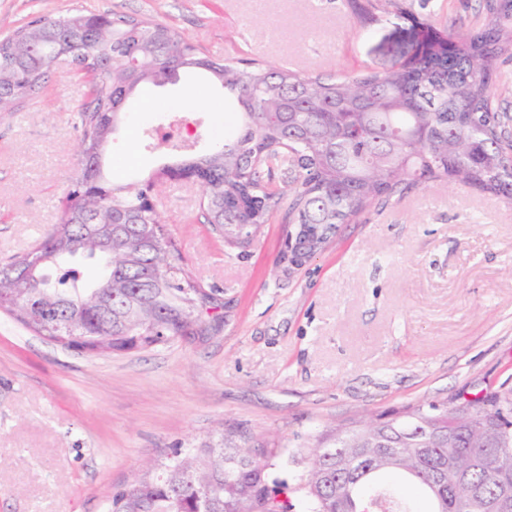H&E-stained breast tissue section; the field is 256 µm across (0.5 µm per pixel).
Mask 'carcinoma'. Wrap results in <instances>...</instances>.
<instances>
[{
  "label": "carcinoma",
  "mask_w": 512,
  "mask_h": 512,
  "mask_svg": "<svg viewBox=\"0 0 512 512\" xmlns=\"http://www.w3.org/2000/svg\"><path fill=\"white\" fill-rule=\"evenodd\" d=\"M365 17L407 13L405 0H367ZM75 70L93 74L78 113L80 153H103L127 100L173 64L208 76L234 102L236 132L204 154H181L144 182L115 185L81 168L70 212L33 248L0 266V310L63 347L94 355L177 341L185 322L218 309L164 228L152 193L167 170L201 187L202 214L227 245L245 250L287 206L295 259L311 256L340 224L427 178L512 202V135L496 101V65L512 58V0H485L482 23L435 34L427 48L382 73L326 79L265 63L203 55L148 18L38 17L0 39V112H16L72 44ZM75 258L95 261L89 282L53 280ZM512 397L486 395L453 409L418 403L329 428L309 448H255L227 428L217 439L157 460L113 493L108 512H484L469 498L512 497ZM301 458L290 484L274 460ZM473 467L458 482L448 458Z\"/></svg>",
  "instance_id": "cac0c4a2"
}]
</instances>
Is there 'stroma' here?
<instances>
[{"label":"stroma","instance_id":"35a3bbf8","mask_svg":"<svg viewBox=\"0 0 512 512\" xmlns=\"http://www.w3.org/2000/svg\"><path fill=\"white\" fill-rule=\"evenodd\" d=\"M407 4L364 29L347 0H0V38L40 16H150L217 60L336 77L399 65L419 39L412 16L441 32L483 16L482 0ZM86 93L63 63L19 111L0 112V264L60 223ZM176 116L179 137L158 135ZM232 129L223 89L185 74L128 101L104 170L143 178L183 141L207 148ZM200 198L169 180L154 200L217 291L204 332L90 357L0 314V512H104L147 462L224 425L295 449L365 415L512 394L511 203L426 180L293 265L282 215L242 253L210 232Z\"/></svg>","mask_w":512,"mask_h":512}]
</instances>
